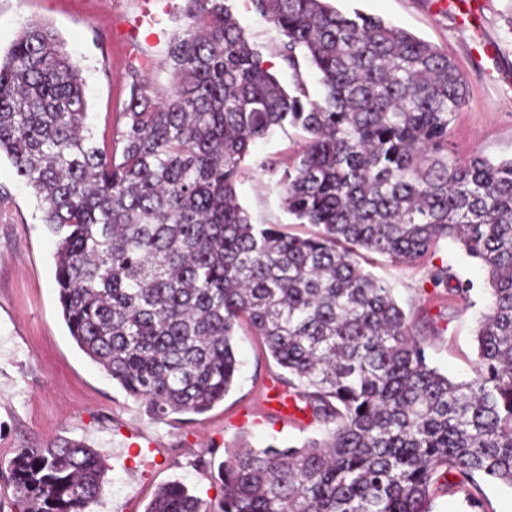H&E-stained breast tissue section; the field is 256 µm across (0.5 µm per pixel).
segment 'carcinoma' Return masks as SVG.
Returning a JSON list of instances; mask_svg holds the SVG:
<instances>
[{
	"label": "carcinoma",
	"mask_w": 512,
	"mask_h": 512,
	"mask_svg": "<svg viewBox=\"0 0 512 512\" xmlns=\"http://www.w3.org/2000/svg\"><path fill=\"white\" fill-rule=\"evenodd\" d=\"M183 2L168 85L130 65L107 142L52 27L27 24L0 55V155L40 200L78 347L150 416L201 413L237 377L244 321L325 429L232 452L215 507L175 480L145 512H431L445 475L471 507L484 479L512 487V158H448L466 100L455 63L333 0H248L281 35L287 90L234 0ZM287 127L305 134L291 162L253 155ZM254 166L317 233L253 222L238 185ZM448 239L488 272L476 375L462 382L428 364L392 289L359 262L363 250L409 262ZM431 282L466 302L474 289L444 266ZM6 470L19 512H89L104 490L103 458L81 442L17 448Z\"/></svg>",
	"instance_id": "obj_1"
}]
</instances>
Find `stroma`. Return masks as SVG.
<instances>
[{
	"mask_svg": "<svg viewBox=\"0 0 512 512\" xmlns=\"http://www.w3.org/2000/svg\"><path fill=\"white\" fill-rule=\"evenodd\" d=\"M182 0H0V53L28 23H48L82 69L88 123L110 135L127 98L129 64L143 63L166 84L161 65L170 34L180 24ZM339 11H359L401 27L448 54L467 84L466 101L448 134L449 156L478 153L512 157V0H335ZM236 15L265 66L283 85L294 75L275 52L276 28L236 0ZM0 463L15 449L61 439L99 451L106 474L90 512H145L159 486L184 482L209 503L222 496L218 466L238 448H284L318 436L312 420L294 422L271 400L284 371L261 337L240 328L235 338L240 374L223 401L203 413H174L156 421L112 381L70 336L54 280V238L31 190L9 158H0ZM255 222L288 225L308 236L315 228L290 223L268 175L252 170L238 186ZM363 266L393 288L417 326L430 364L457 381L473 377L474 340L485 307L484 271L460 246L443 241L425 256L397 265L364 254ZM447 266L472 280L477 294L464 303L434 287L430 275Z\"/></svg>",
	"mask_w": 512,
	"mask_h": 512,
	"instance_id": "35a3bbf8",
	"label": "stroma"
}]
</instances>
